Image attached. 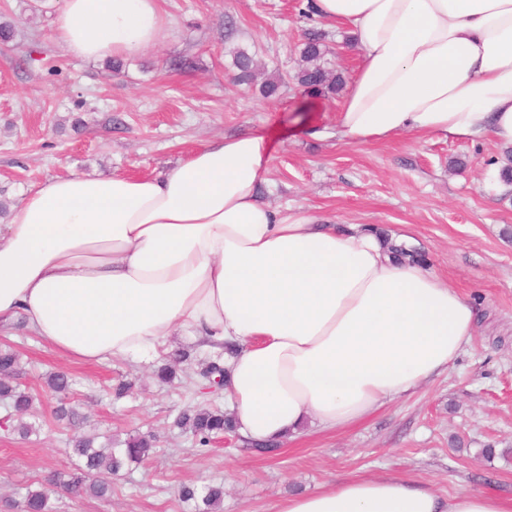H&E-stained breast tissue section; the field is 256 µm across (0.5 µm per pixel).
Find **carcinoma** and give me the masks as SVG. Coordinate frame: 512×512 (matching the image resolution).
<instances>
[{"instance_id":"cac0c4a2","label":"carcinoma","mask_w":512,"mask_h":512,"mask_svg":"<svg viewBox=\"0 0 512 512\" xmlns=\"http://www.w3.org/2000/svg\"><path fill=\"white\" fill-rule=\"evenodd\" d=\"M325 53L322 35L317 32L308 34L301 50L305 66L294 75L299 86L313 93H336L342 89L344 78L326 65ZM233 64L237 69L236 81L241 84L250 83L254 60L248 51L243 48L235 51ZM20 372L18 354L7 345L0 347V398L10 400L13 411L18 416L27 413L33 404L31 395L13 385V380ZM46 385L60 402L55 411L56 418H78L74 409L66 407L72 385L70 377L65 373H53L47 377ZM177 425L190 430L200 437V442L205 443L212 435L233 430L234 421L224 417V411L218 408H202L183 413L177 420ZM154 446V437L150 435H136L124 441H114L108 437L102 442L100 435L96 433L83 434L74 441L73 453L79 459L78 466L72 470L54 473L49 484L62 487L76 496L103 498L112 493V482L99 480L96 475L115 474L133 463H140L149 456ZM180 498L184 503L193 504L194 512H221L224 486L209 485L198 488L184 485L180 489ZM24 512H52L49 489L41 487L27 491Z\"/></svg>"}]
</instances>
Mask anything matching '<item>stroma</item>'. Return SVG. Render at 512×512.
I'll list each match as a JSON object with an SVG mask.
<instances>
[{
	"label": "stroma",
	"mask_w": 512,
	"mask_h": 512,
	"mask_svg": "<svg viewBox=\"0 0 512 512\" xmlns=\"http://www.w3.org/2000/svg\"><path fill=\"white\" fill-rule=\"evenodd\" d=\"M62 0H0V225L34 186L79 172L153 177L192 150L254 130L273 143L260 184L281 214L304 209L321 223L360 226L423 254L426 268L476 308L474 344L448 373L394 400L365 424L312 434L261 453L236 432L200 444L176 426L180 413L223 407L203 389L211 361L192 337L176 333L156 358L80 362L28 333L0 334L19 354L16 382L33 399L37 434L15 430L0 400V512H22L27 489L56 470L74 468L75 433L118 440L153 434L156 448L112 479L106 499L51 494L52 512H190L182 485L224 487L223 512H274L298 491L339 476L394 473L434 483L441 493L489 491L512 496V185L500 169L506 149L443 136L400 134L353 145L332 137L343 94L311 96L292 81L306 33L322 34L330 67L353 79L361 51L345 28L305 12L303 0H160L170 38L121 72L105 59L68 55L53 40ZM254 58L256 82L232 81V52ZM190 68L172 69L174 60ZM285 76L277 94L259 85ZM187 353L177 374L160 382L158 365ZM175 361V360H174ZM73 379L79 425L54 417L44 387L52 373ZM130 390L116 397L120 382ZM494 445L500 453L485 458Z\"/></svg>",
	"instance_id": "35a3bbf8"
}]
</instances>
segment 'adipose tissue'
<instances>
[{"label":"adipose tissue","instance_id":"ef3b65f1","mask_svg":"<svg viewBox=\"0 0 512 512\" xmlns=\"http://www.w3.org/2000/svg\"><path fill=\"white\" fill-rule=\"evenodd\" d=\"M363 52L336 122L351 144L404 131L512 145V0H312ZM158 0H62L54 38L84 58L167 40ZM272 154L245 132L160 175L80 173L31 189L0 225V328L23 317L85 362L152 354L181 331L224 356V402L250 443L363 424L448 372L475 310L392 259L367 230L282 217L258 195ZM276 512H512V496L442 495L395 474L353 476Z\"/></svg>","mask_w":512,"mask_h":512}]
</instances>
